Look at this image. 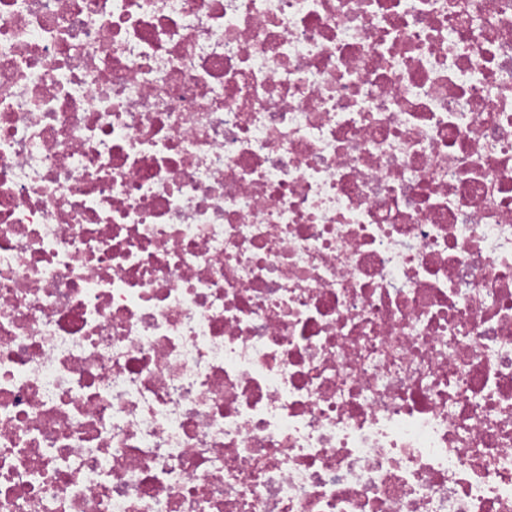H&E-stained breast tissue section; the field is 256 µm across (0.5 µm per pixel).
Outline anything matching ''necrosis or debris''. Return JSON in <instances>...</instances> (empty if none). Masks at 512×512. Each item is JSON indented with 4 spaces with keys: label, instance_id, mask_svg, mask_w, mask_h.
<instances>
[{
    "label": "necrosis or debris",
    "instance_id": "1",
    "mask_svg": "<svg viewBox=\"0 0 512 512\" xmlns=\"http://www.w3.org/2000/svg\"><path fill=\"white\" fill-rule=\"evenodd\" d=\"M0 512H512V0H0Z\"/></svg>",
    "mask_w": 512,
    "mask_h": 512
}]
</instances>
